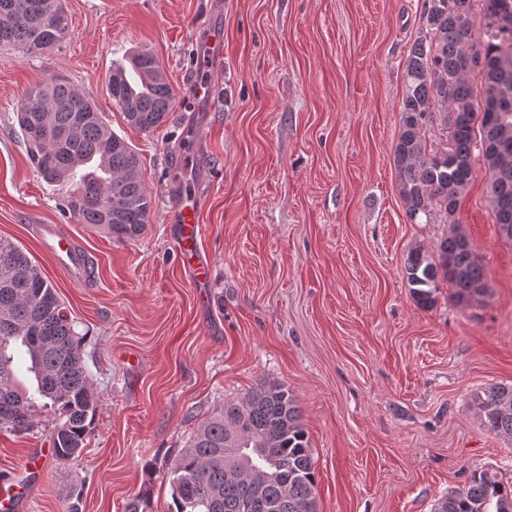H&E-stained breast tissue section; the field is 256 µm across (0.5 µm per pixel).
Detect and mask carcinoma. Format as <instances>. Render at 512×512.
Masks as SVG:
<instances>
[{
    "mask_svg": "<svg viewBox=\"0 0 512 512\" xmlns=\"http://www.w3.org/2000/svg\"><path fill=\"white\" fill-rule=\"evenodd\" d=\"M0 45L28 57L47 53L71 34L61 0H0ZM472 45L488 63L480 83L457 77ZM112 103L130 125L149 132L171 111L174 92L149 53L112 70ZM512 95V0H426L424 20L403 70L399 130L394 148L397 189L412 224H456L475 174L484 176L499 234L512 241V160L501 165L483 145L512 129V109H480L490 93ZM19 127L31 164L48 184L70 187L64 203L80 224L138 240L152 198L139 178L140 159L95 110L90 97L55 79L34 87L20 105ZM404 276L419 304L429 307L445 282L456 304L489 294L485 266L456 227L435 251L411 249ZM83 337L54 285L14 242L0 239V428L25 432L42 410L55 413V457L79 455L97 400L82 356ZM33 375L34 390L17 373ZM480 425L512 437V384H491L473 398ZM240 448L263 476L225 479L224 449ZM170 512H317L310 440L293 393L265 384L224 403L201 422L168 468ZM436 512H512V488L486 470L444 498Z\"/></svg>",
    "mask_w": 512,
    "mask_h": 512,
    "instance_id": "cac0c4a2",
    "label": "carcinoma"
}]
</instances>
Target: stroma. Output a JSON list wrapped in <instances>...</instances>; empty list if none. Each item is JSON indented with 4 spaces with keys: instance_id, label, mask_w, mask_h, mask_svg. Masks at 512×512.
Returning <instances> with one entry per match:
<instances>
[{
    "instance_id": "stroma-1",
    "label": "stroma",
    "mask_w": 512,
    "mask_h": 512,
    "mask_svg": "<svg viewBox=\"0 0 512 512\" xmlns=\"http://www.w3.org/2000/svg\"><path fill=\"white\" fill-rule=\"evenodd\" d=\"M71 34L28 57L0 46V238L54 285L85 339L98 398L78 458L48 454L53 424L0 429V479L23 512H125L142 491L172 506L167 469L197 426L264 383L296 396L315 461L318 512H435L485 469L512 486V438L483 430L474 394L512 384V242L498 233L483 175L457 218L490 293L459 306L440 288L421 307L404 277L445 224H411L393 161L403 68L425 0H62ZM217 18L224 75L194 112L196 21ZM151 53L173 88L151 132L113 105V67ZM65 77L132 144L152 197L126 241L64 211V192L32 166L16 112L35 86ZM202 194L213 272L179 267L172 222ZM59 224L96 259L82 284L60 275L33 234Z\"/></svg>"
}]
</instances>
